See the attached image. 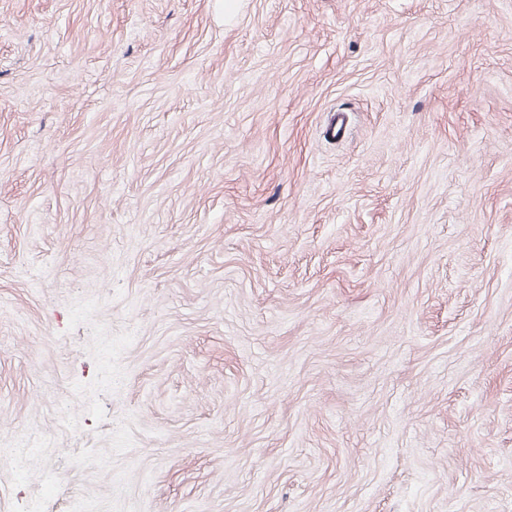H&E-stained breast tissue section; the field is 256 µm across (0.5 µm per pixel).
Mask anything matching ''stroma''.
<instances>
[{
	"label": "stroma",
	"mask_w": 512,
	"mask_h": 512,
	"mask_svg": "<svg viewBox=\"0 0 512 512\" xmlns=\"http://www.w3.org/2000/svg\"><path fill=\"white\" fill-rule=\"evenodd\" d=\"M0 512H512V0H0Z\"/></svg>",
	"instance_id": "obj_1"
}]
</instances>
